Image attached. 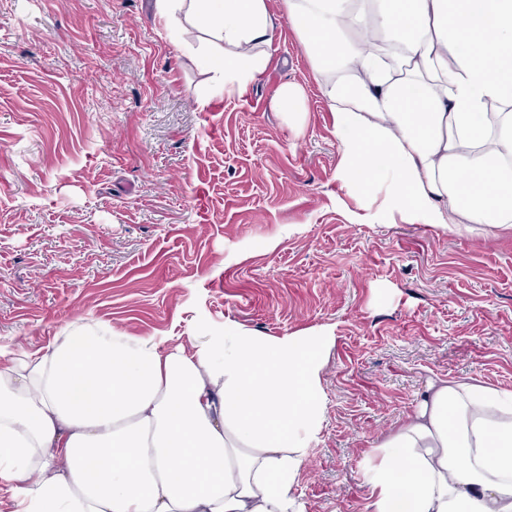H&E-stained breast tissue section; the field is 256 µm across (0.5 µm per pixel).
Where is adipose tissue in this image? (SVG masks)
<instances>
[{
	"mask_svg": "<svg viewBox=\"0 0 512 512\" xmlns=\"http://www.w3.org/2000/svg\"><path fill=\"white\" fill-rule=\"evenodd\" d=\"M340 145V179L382 215L512 233V0H285ZM212 38L242 91L277 28L266 0H156ZM370 32L371 45L346 42ZM501 112L489 115L488 105ZM331 328L177 339L79 319L0 367V485L15 512H305ZM369 512H512V392L442 381L363 472Z\"/></svg>",
	"mask_w": 512,
	"mask_h": 512,
	"instance_id": "obj_1",
	"label": "adipose tissue"
}]
</instances>
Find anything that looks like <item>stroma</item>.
<instances>
[{"mask_svg": "<svg viewBox=\"0 0 512 512\" xmlns=\"http://www.w3.org/2000/svg\"><path fill=\"white\" fill-rule=\"evenodd\" d=\"M219 91L154 0H0V351L72 319L132 336L199 321L268 336L333 328L305 512H366L361 470L440 379L512 391V234L381 216L338 178L310 51ZM306 91L301 120L270 107Z\"/></svg>", "mask_w": 512, "mask_h": 512, "instance_id": "obj_1", "label": "stroma"}]
</instances>
